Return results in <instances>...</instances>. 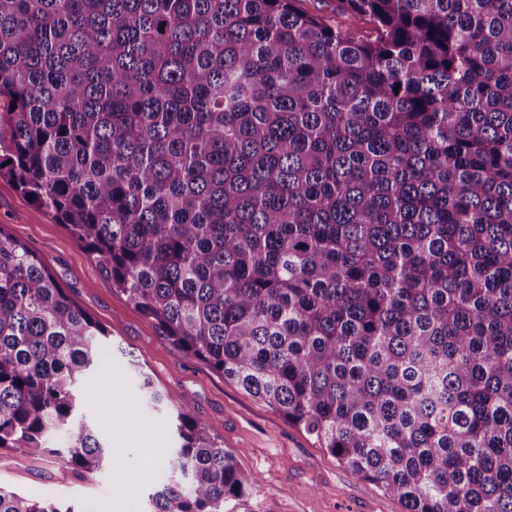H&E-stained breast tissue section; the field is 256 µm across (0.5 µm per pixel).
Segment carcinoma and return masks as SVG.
<instances>
[{"label": "carcinoma", "mask_w": 512, "mask_h": 512, "mask_svg": "<svg viewBox=\"0 0 512 512\" xmlns=\"http://www.w3.org/2000/svg\"><path fill=\"white\" fill-rule=\"evenodd\" d=\"M298 2L0 0V176L406 512H512V0H337L365 30ZM109 350L0 228V449L102 466L79 392ZM141 390L176 411L148 512L245 496L188 402Z\"/></svg>", "instance_id": "carcinoma-1"}]
</instances>
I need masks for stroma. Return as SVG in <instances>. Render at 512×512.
Masks as SVG:
<instances>
[{"mask_svg":"<svg viewBox=\"0 0 512 512\" xmlns=\"http://www.w3.org/2000/svg\"><path fill=\"white\" fill-rule=\"evenodd\" d=\"M0 229L45 262L113 343L111 360L87 374L82 390L86 417L113 450L110 464L84 472L55 456L0 449L1 487L84 507L123 501L130 512H145L149 493L167 474L157 466L137 481H120L129 459L116 451L121 435L140 452L165 453L173 443L174 412L142 397L138 384L145 374L158 391L185 396L193 416L235 453L239 467L257 473V482L243 498L227 502L224 512H405L397 497L359 478L301 429L165 340L83 243L5 176ZM116 420L121 428H113Z\"/></svg>","mask_w":512,"mask_h":512,"instance_id":"1","label":"stroma"}]
</instances>
